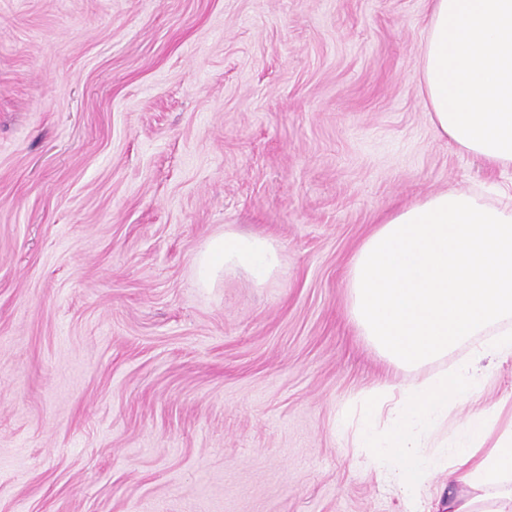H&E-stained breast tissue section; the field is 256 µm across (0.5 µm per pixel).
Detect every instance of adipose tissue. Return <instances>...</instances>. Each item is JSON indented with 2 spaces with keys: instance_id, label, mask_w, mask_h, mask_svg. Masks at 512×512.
Returning a JSON list of instances; mask_svg holds the SVG:
<instances>
[{
  "instance_id": "1",
  "label": "adipose tissue",
  "mask_w": 512,
  "mask_h": 512,
  "mask_svg": "<svg viewBox=\"0 0 512 512\" xmlns=\"http://www.w3.org/2000/svg\"><path fill=\"white\" fill-rule=\"evenodd\" d=\"M418 73L436 133L512 170V0H429ZM194 265L197 286L210 288L237 272L266 285L282 262L272 239L228 224ZM347 288L352 322L394 369L474 345L451 369L362 393L355 442L377 479L412 503L445 472L463 488L448 512H512V421L476 406L483 361L512 358V182L495 201L458 187L390 212L352 256Z\"/></svg>"
}]
</instances>
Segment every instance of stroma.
<instances>
[{
  "instance_id": "35a3bbf8",
  "label": "stroma",
  "mask_w": 512,
  "mask_h": 512,
  "mask_svg": "<svg viewBox=\"0 0 512 512\" xmlns=\"http://www.w3.org/2000/svg\"><path fill=\"white\" fill-rule=\"evenodd\" d=\"M427 0H0V512H409L337 413L382 217L501 181L438 136ZM279 276L194 283L225 225Z\"/></svg>"
}]
</instances>
